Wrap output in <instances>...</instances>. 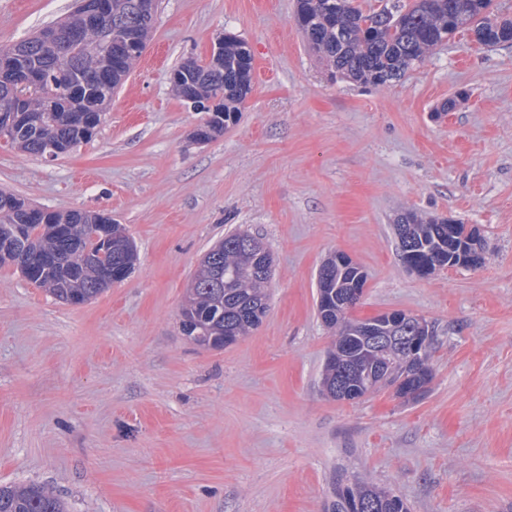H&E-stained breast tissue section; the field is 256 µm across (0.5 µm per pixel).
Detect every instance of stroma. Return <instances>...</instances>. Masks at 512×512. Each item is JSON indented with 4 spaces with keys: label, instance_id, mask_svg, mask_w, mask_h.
Returning a JSON list of instances; mask_svg holds the SVG:
<instances>
[{
    "label": "stroma",
    "instance_id": "1",
    "mask_svg": "<svg viewBox=\"0 0 512 512\" xmlns=\"http://www.w3.org/2000/svg\"><path fill=\"white\" fill-rule=\"evenodd\" d=\"M75 0H0V45ZM296 0H158L143 56L91 140L48 162L0 142V190L124 225L139 260L81 305L0 266V485L36 483L67 512H324L338 475L393 487L411 512H512V46L457 34L385 87L331 79ZM251 48L238 121L206 119L170 74L220 33ZM465 93L453 111L442 104ZM413 210L477 226L484 262L421 278L392 225ZM246 230L274 258L270 310L221 350L179 328L205 252ZM367 275L356 318L435 325L418 402L326 398L332 333L316 274Z\"/></svg>",
    "mask_w": 512,
    "mask_h": 512
}]
</instances>
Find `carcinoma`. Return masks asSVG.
<instances>
[{"mask_svg":"<svg viewBox=\"0 0 512 512\" xmlns=\"http://www.w3.org/2000/svg\"><path fill=\"white\" fill-rule=\"evenodd\" d=\"M78 0L64 20L43 27L11 45L0 46V115L8 144L41 155L48 143L63 149L92 138L133 63L147 46L156 0ZM368 12L355 0H297L294 21L310 49L340 77L372 86L399 81L435 46L462 31L481 45L512 40V18L489 11L492 0H381ZM138 32L137 53L112 61L114 34ZM220 51L203 62L187 59L174 68V94L205 105L208 118L191 139L209 141L235 123L252 90L253 57L245 40L220 38ZM39 209L0 191V265H18L22 254L40 261L22 275L61 303H86L123 280L134 269L137 247L126 229L106 214L73 209ZM399 256L407 268L428 267L432 275L460 257L484 252L479 230L442 217L408 211L393 224ZM317 276L318 319L336 333L322 372L323 393L340 400L357 389L360 400L382 388L414 402L427 391L434 328L412 316L391 322L352 316L366 283L356 264L341 266L336 255ZM273 258L261 240L247 232L224 236L206 252L179 310L180 330L204 349L220 350L250 335L269 310ZM0 512H66L55 491L43 485L0 486ZM326 512H410L403 498L386 486L357 477L336 481Z\"/></svg>","mask_w":512,"mask_h":512,"instance_id":"cac0c4a2","label":"carcinoma"}]
</instances>
